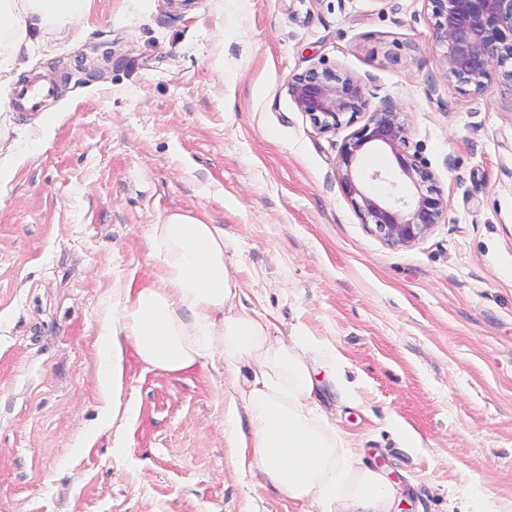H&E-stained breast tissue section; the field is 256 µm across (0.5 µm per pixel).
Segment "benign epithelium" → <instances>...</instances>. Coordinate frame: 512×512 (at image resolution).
Instances as JSON below:
<instances>
[{
    "mask_svg": "<svg viewBox=\"0 0 512 512\" xmlns=\"http://www.w3.org/2000/svg\"><path fill=\"white\" fill-rule=\"evenodd\" d=\"M431 6L433 45L448 80L483 92L493 65L512 62V0H426ZM288 93L299 111L324 132L355 122L369 102L354 76L335 69L311 68L288 79ZM390 150L400 174L414 187L410 202L370 196L363 186L359 160L367 147ZM339 182L361 220L390 246H408L439 223L447 202L434 174L409 153L406 118L394 106L378 108L344 141Z\"/></svg>",
    "mask_w": 512,
    "mask_h": 512,
    "instance_id": "7a95c632",
    "label": "benign epithelium"
}]
</instances>
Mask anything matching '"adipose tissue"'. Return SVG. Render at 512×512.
Segmentation results:
<instances>
[{
	"instance_id": "obj_1",
	"label": "adipose tissue",
	"mask_w": 512,
	"mask_h": 512,
	"mask_svg": "<svg viewBox=\"0 0 512 512\" xmlns=\"http://www.w3.org/2000/svg\"><path fill=\"white\" fill-rule=\"evenodd\" d=\"M92 0H0V33L10 51L0 56V87L8 85L22 51L40 44L49 23L74 25ZM154 279L129 280L118 313L102 323L104 389L119 387L127 352L146 367L189 372L203 360L224 361L225 432L234 447L253 451L252 467L289 499L318 512H398L385 472L364 463L363 449L341 437L321 413L320 389L358 402L356 383L335 348L297 332L291 344L271 333L268 320L237 305L224 262V227L187 215L151 225ZM254 364L252 376L239 374Z\"/></svg>"
}]
</instances>
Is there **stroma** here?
<instances>
[{"label":"stroma","mask_w":512,"mask_h":512,"mask_svg":"<svg viewBox=\"0 0 512 512\" xmlns=\"http://www.w3.org/2000/svg\"><path fill=\"white\" fill-rule=\"evenodd\" d=\"M432 24L427 0H93L20 56L56 92L29 113L0 89V512H302L238 466L221 359L167 373L131 353L117 398L100 391L102 319L153 277L149 229L175 213L223 225L273 335L302 327L348 363L359 403L320 402L401 512H481L474 485L512 507V88L448 81ZM326 67L406 114L447 203L412 245L343 192L352 126L321 132L288 93ZM378 155L367 192L413 195L390 151L361 168Z\"/></svg>","instance_id":"stroma-1"}]
</instances>
